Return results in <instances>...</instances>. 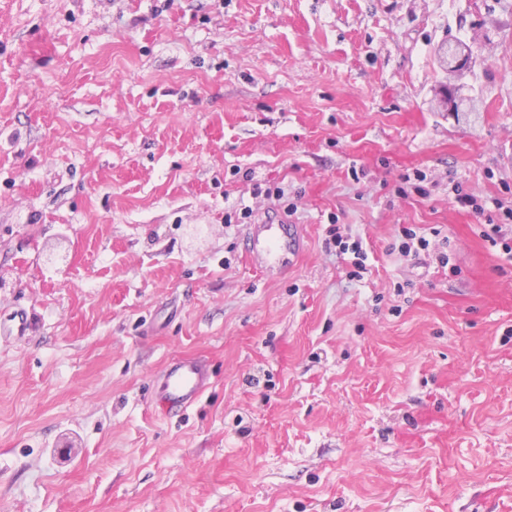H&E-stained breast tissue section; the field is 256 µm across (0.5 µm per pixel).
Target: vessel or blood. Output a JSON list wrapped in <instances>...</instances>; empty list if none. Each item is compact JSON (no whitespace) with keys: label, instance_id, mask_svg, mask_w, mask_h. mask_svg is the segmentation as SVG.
Segmentation results:
<instances>
[{"label":"vessel or blood","instance_id":"vessel-or-blood-1","mask_svg":"<svg viewBox=\"0 0 512 512\" xmlns=\"http://www.w3.org/2000/svg\"><path fill=\"white\" fill-rule=\"evenodd\" d=\"M303 248L302 228L293 224H257L249 232L245 252L255 267L280 263L287 256L299 255ZM160 403L171 414H178L196 402L209 384V368L199 358H177L162 371Z\"/></svg>","mask_w":512,"mask_h":512}]
</instances>
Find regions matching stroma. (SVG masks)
<instances>
[{
    "label": "stroma",
    "mask_w": 512,
    "mask_h": 512,
    "mask_svg": "<svg viewBox=\"0 0 512 512\" xmlns=\"http://www.w3.org/2000/svg\"><path fill=\"white\" fill-rule=\"evenodd\" d=\"M490 18L478 112L434 111ZM506 208L512 0H0V512H512ZM174 357L211 377L169 417ZM302 248L300 225L255 224L247 236L245 252L255 267L262 268L267 263L283 262L288 255L298 256Z\"/></svg>",
    "instance_id": "35a3bbf8"
}]
</instances>
